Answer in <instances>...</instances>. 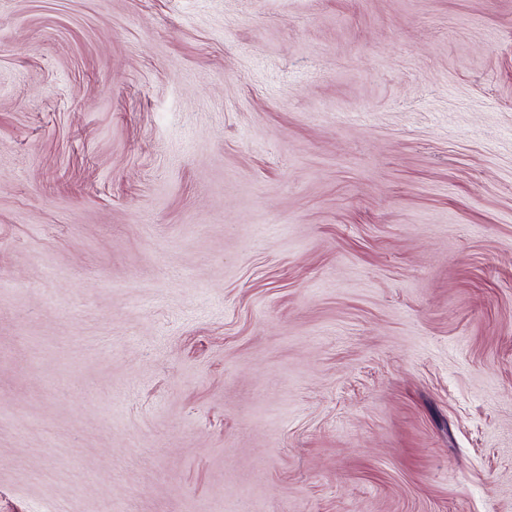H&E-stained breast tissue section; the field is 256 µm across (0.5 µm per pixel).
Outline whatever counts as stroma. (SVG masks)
<instances>
[{
  "label": "stroma",
  "instance_id": "35a3bbf8",
  "mask_svg": "<svg viewBox=\"0 0 512 512\" xmlns=\"http://www.w3.org/2000/svg\"><path fill=\"white\" fill-rule=\"evenodd\" d=\"M0 512H512V0H6Z\"/></svg>",
  "mask_w": 512,
  "mask_h": 512
}]
</instances>
